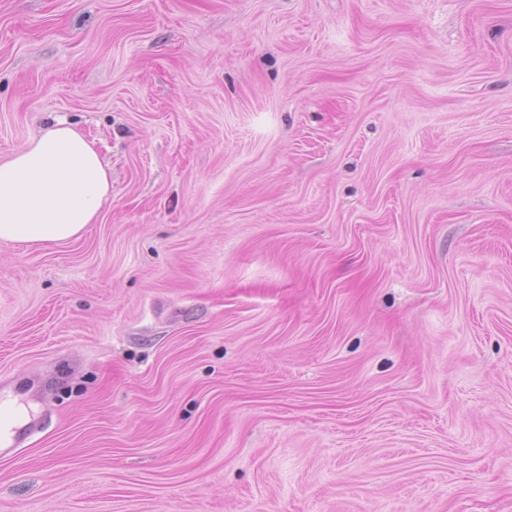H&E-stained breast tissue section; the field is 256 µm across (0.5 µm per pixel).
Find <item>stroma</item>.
<instances>
[{
    "label": "stroma",
    "instance_id": "35a3bbf8",
    "mask_svg": "<svg viewBox=\"0 0 512 512\" xmlns=\"http://www.w3.org/2000/svg\"><path fill=\"white\" fill-rule=\"evenodd\" d=\"M0 512H512V0H0ZM112 180L93 143L56 120L0 162V241L66 242L94 224Z\"/></svg>",
    "mask_w": 512,
    "mask_h": 512
}]
</instances>
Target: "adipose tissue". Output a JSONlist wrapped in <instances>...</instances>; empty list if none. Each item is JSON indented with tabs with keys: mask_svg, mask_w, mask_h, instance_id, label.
<instances>
[{
	"mask_svg": "<svg viewBox=\"0 0 512 512\" xmlns=\"http://www.w3.org/2000/svg\"><path fill=\"white\" fill-rule=\"evenodd\" d=\"M112 194L98 152L58 120L0 162V241L58 244L95 223Z\"/></svg>",
	"mask_w": 512,
	"mask_h": 512,
	"instance_id": "1",
	"label": "adipose tissue"
}]
</instances>
